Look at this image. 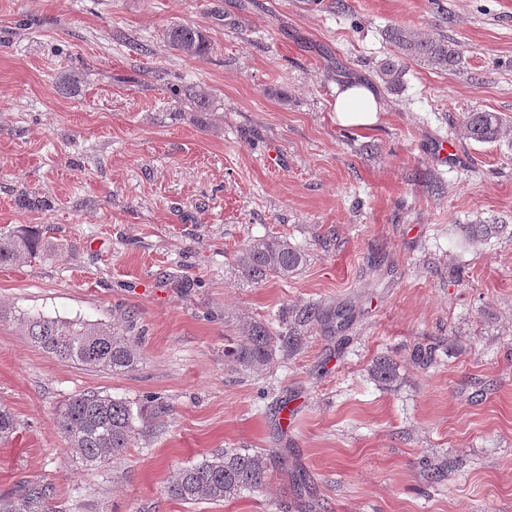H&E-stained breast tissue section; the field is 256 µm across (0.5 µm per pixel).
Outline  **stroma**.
I'll use <instances>...</instances> for the list:
<instances>
[{"instance_id": "stroma-1", "label": "stroma", "mask_w": 512, "mask_h": 512, "mask_svg": "<svg viewBox=\"0 0 512 512\" xmlns=\"http://www.w3.org/2000/svg\"><path fill=\"white\" fill-rule=\"evenodd\" d=\"M174 22L209 53L169 49ZM394 24L455 41L462 68L414 61L388 92ZM353 80L383 102L375 128L332 119ZM473 110L504 117L500 141L465 137ZM494 223L512 225V0H0V233L42 244L0 268V406L19 423L0 497L40 481L53 512H512V235L462 230ZM266 236L305 265L241 280L235 252ZM314 307L350 321H304ZM27 314L130 331L137 363L61 361ZM250 317L295 334L259 374L224 359ZM87 390L143 414L95 468L56 423ZM224 448L288 467L230 500L168 495ZM163 39L171 49L191 58H200L209 50L205 34L196 26L174 22L164 30Z\"/></svg>"}]
</instances>
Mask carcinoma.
Returning a JSON list of instances; mask_svg holds the SVG:
<instances>
[{
    "instance_id": "obj_1",
    "label": "carcinoma",
    "mask_w": 512,
    "mask_h": 512,
    "mask_svg": "<svg viewBox=\"0 0 512 512\" xmlns=\"http://www.w3.org/2000/svg\"><path fill=\"white\" fill-rule=\"evenodd\" d=\"M384 36L393 53L380 62L376 74L391 93L402 89L407 61L440 71H454L461 65V52L445 38L425 37L401 25L387 27ZM163 39L171 49L191 58H200L209 50L205 34L196 26L174 22L164 30ZM503 127L504 118L499 113L482 110L466 113L462 122L466 138L478 143L498 141ZM504 230V224L464 226L465 235L477 241L496 238ZM39 252V238L29 229L0 235V266L26 263ZM305 263L306 255L300 249L285 239L268 237L248 240L237 251L233 265L239 277L260 284L271 278L285 280ZM22 323L36 346L62 361L109 372L128 371L137 362L133 339L114 327L41 314L26 316ZM290 339L291 334L276 331L264 321L240 320L224 344V359L243 371L259 373ZM135 420L129 402L87 391L62 404L57 426L69 447L92 466L133 444L138 434ZM16 430L13 413L0 407V442L9 440ZM268 475L267 454L252 448H226L180 469L167 492L188 504L218 502L262 489ZM54 495L51 484L30 482L18 495L0 498V512H52Z\"/></svg>"
}]
</instances>
